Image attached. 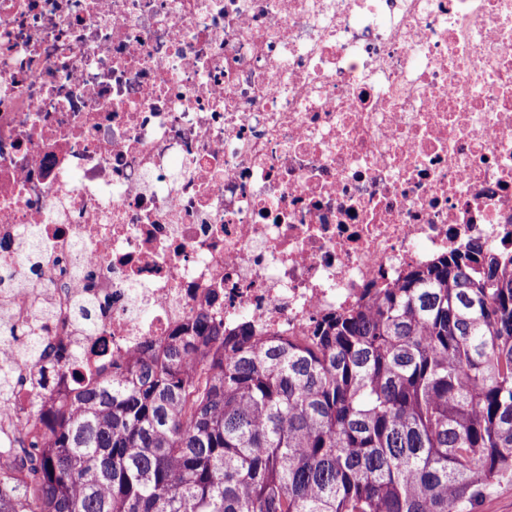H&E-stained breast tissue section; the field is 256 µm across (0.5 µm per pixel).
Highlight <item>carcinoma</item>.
<instances>
[{
  "label": "carcinoma",
  "mask_w": 512,
  "mask_h": 512,
  "mask_svg": "<svg viewBox=\"0 0 512 512\" xmlns=\"http://www.w3.org/2000/svg\"><path fill=\"white\" fill-rule=\"evenodd\" d=\"M31 430L0 512H474L512 481V252L411 269L304 343L199 315Z\"/></svg>",
  "instance_id": "cac0c4a2"
}]
</instances>
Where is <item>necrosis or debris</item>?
Wrapping results in <instances>:
<instances>
[{
  "label": "necrosis or debris",
  "instance_id": "1",
  "mask_svg": "<svg viewBox=\"0 0 512 512\" xmlns=\"http://www.w3.org/2000/svg\"><path fill=\"white\" fill-rule=\"evenodd\" d=\"M1 241L19 494L43 402L196 315L300 343L512 247V0H0Z\"/></svg>",
  "mask_w": 512,
  "mask_h": 512
}]
</instances>
